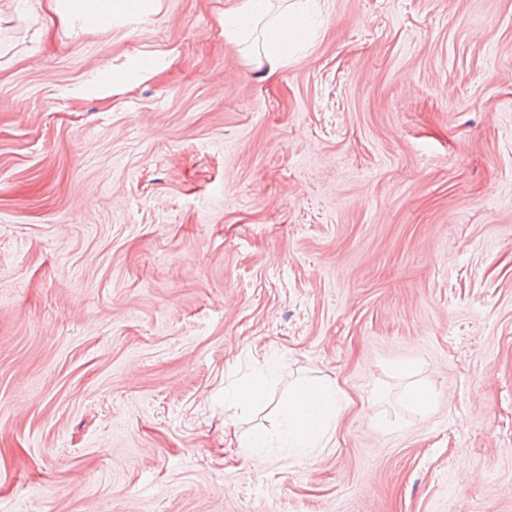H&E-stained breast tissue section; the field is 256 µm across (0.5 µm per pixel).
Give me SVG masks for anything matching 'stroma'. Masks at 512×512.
Returning a JSON list of instances; mask_svg holds the SVG:
<instances>
[{
    "instance_id": "obj_1",
    "label": "stroma",
    "mask_w": 512,
    "mask_h": 512,
    "mask_svg": "<svg viewBox=\"0 0 512 512\" xmlns=\"http://www.w3.org/2000/svg\"><path fill=\"white\" fill-rule=\"evenodd\" d=\"M239 3L0 0V512H512V0H318L273 70ZM301 378L331 442L256 464ZM48 9L83 27L118 24L131 16L155 12L156 0H46ZM265 396V379L255 377L250 382L238 387L232 393L224 392V405L249 406L261 401Z\"/></svg>"
}]
</instances>
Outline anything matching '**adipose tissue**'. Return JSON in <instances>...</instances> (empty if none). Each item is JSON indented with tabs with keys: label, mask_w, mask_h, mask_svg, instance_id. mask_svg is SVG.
<instances>
[{
	"label": "adipose tissue",
	"mask_w": 512,
	"mask_h": 512,
	"mask_svg": "<svg viewBox=\"0 0 512 512\" xmlns=\"http://www.w3.org/2000/svg\"><path fill=\"white\" fill-rule=\"evenodd\" d=\"M271 0H242L225 12L224 36L238 41L249 29L261 32L259 49L269 65H277L291 45L304 33L311 6L308 0H290L279 11H271ZM49 10L58 16L78 22L83 27L117 24L132 16L154 13L156 0H47ZM341 410V400L334 385L311 380L294 383L288 403L282 411L276 435L253 431L246 446L253 460L263 462L267 450L278 445L287 453L307 457L328 435Z\"/></svg>",
	"instance_id": "ef3b65f1"
}]
</instances>
